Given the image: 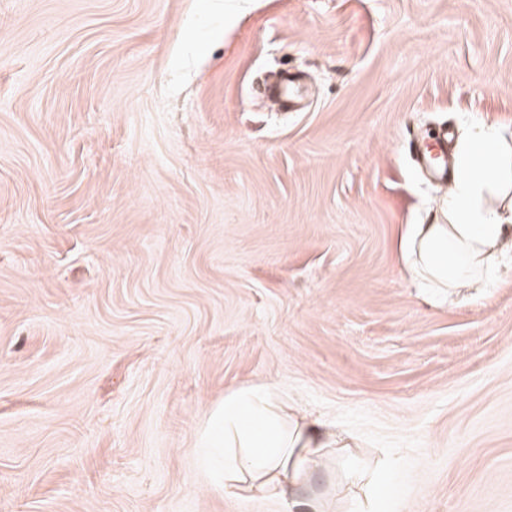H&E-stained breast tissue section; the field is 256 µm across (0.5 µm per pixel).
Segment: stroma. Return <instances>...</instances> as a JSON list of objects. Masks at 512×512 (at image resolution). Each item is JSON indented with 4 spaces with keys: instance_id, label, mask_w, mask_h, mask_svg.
I'll return each instance as SVG.
<instances>
[{
    "instance_id": "stroma-1",
    "label": "stroma",
    "mask_w": 512,
    "mask_h": 512,
    "mask_svg": "<svg viewBox=\"0 0 512 512\" xmlns=\"http://www.w3.org/2000/svg\"><path fill=\"white\" fill-rule=\"evenodd\" d=\"M297 74L289 108L264 84ZM512 131V0H0V512H285L202 434L267 385L356 512H512V260L418 287L421 166ZM450 132L445 133L443 139L438 140L437 143L427 152L422 154V161L426 168L432 172L443 177L442 180L448 177V135Z\"/></svg>"
}]
</instances>
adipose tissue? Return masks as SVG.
Segmentation results:
<instances>
[{"mask_svg": "<svg viewBox=\"0 0 512 512\" xmlns=\"http://www.w3.org/2000/svg\"><path fill=\"white\" fill-rule=\"evenodd\" d=\"M512 230V144L492 125L470 132L448 197L434 223L407 225L399 247L411 279L424 288H471L503 254ZM222 434L223 469L215 486L238 485L252 494L286 501L288 512H322L308 497L312 464L327 449L345 447L344 438L323 422L286 414L278 394L267 387L225 396L213 415Z\"/></svg>", "mask_w": 512, "mask_h": 512, "instance_id": "1", "label": "adipose tissue"}]
</instances>
